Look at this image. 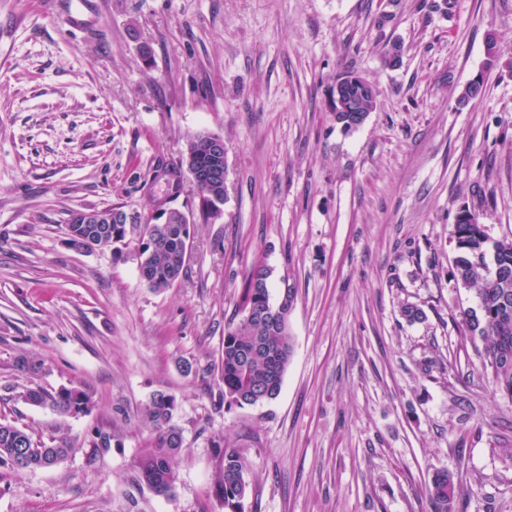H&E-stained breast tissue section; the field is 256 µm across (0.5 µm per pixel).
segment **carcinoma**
Here are the masks:
<instances>
[{
	"label": "carcinoma",
	"instance_id": "obj_1",
	"mask_svg": "<svg viewBox=\"0 0 512 512\" xmlns=\"http://www.w3.org/2000/svg\"><path fill=\"white\" fill-rule=\"evenodd\" d=\"M366 111L376 109L370 83L348 86ZM210 135L199 131L186 143L179 164L170 173L179 177L188 165L209 175L224 168V158L210 154L202 138ZM201 193L200 216L207 220L220 211L226 190L224 182L211 181L198 187ZM132 224H73L66 225V235H83L95 230L93 242L100 248L126 243L130 232L137 233L140 279L150 288L163 291L180 279L189 257L188 241L194 224L177 219L167 224H155L150 212L130 209ZM458 257L455 280L476 294L478 309L465 313L464 332L474 343H481L495 385L512 398V239L492 240L478 230L476 224L454 225L453 232ZM493 251V262L487 261ZM265 265L252 266L248 287L242 300V318L224 329L221 354V378L224 398L238 405H257L276 398L294 351L288 329V310L293 293L287 289L280 303L271 301ZM17 399L33 406H51L61 415H76L88 409L89 398L81 390L62 389L52 394L40 387H29L17 394ZM177 409L176 397L165 391L152 394L142 411V420L149 438L135 460L141 480L160 495L170 494L179 480L178 458L183 448L182 430L173 422ZM34 448L33 469L57 466L70 456L73 448L66 437H53L50 442L13 422L0 420V467L7 466L19 473L16 460ZM247 462L236 448H224L218 490L229 512H243L248 494ZM458 486L454 476L436 473L428 487L431 512H455Z\"/></svg>",
	"mask_w": 512,
	"mask_h": 512
}]
</instances>
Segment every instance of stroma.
I'll return each mask as SVG.
<instances>
[{"mask_svg": "<svg viewBox=\"0 0 512 512\" xmlns=\"http://www.w3.org/2000/svg\"><path fill=\"white\" fill-rule=\"evenodd\" d=\"M99 2L73 35L0 0V419L75 448L0 468V512H225L224 445L248 463L244 512H429L443 469L458 512H512V398L460 332L477 302L453 277L461 209L512 238V0ZM349 71L377 107L346 131ZM202 130L227 197L173 288L140 280L134 245L71 247L72 212L152 207V167ZM257 262L272 302L294 292V354L276 399L240 406L220 360ZM33 384L89 409L18 401ZM158 390L184 439L167 496L134 466ZM340 85V83L336 85L332 96L333 112H339L340 114L346 112L342 115L336 114V117L338 116L343 123V127L355 128L361 125L367 116L360 114L364 111L361 110L358 101L346 92L345 85L341 87Z\"/></svg>", "mask_w": 512, "mask_h": 512, "instance_id": "1", "label": "stroma"}]
</instances>
